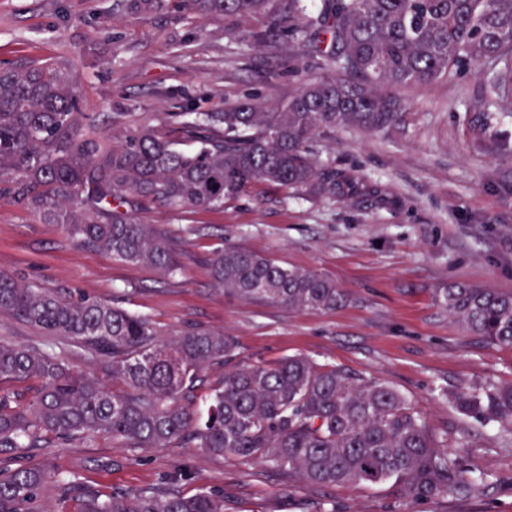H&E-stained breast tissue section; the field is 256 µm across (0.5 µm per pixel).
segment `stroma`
Returning a JSON list of instances; mask_svg holds the SVG:
<instances>
[{
	"mask_svg": "<svg viewBox=\"0 0 512 512\" xmlns=\"http://www.w3.org/2000/svg\"><path fill=\"white\" fill-rule=\"evenodd\" d=\"M260 25L252 17L203 21L169 5L135 13L123 0H0V68L56 64L76 81L81 111L124 113L127 130L248 97L275 106L322 69L285 42H254ZM485 70L470 66L400 89L408 106L396 128L340 130L315 143L320 168L359 175L357 197L255 183L219 209L149 205L141 220L177 243L182 270L171 278L76 246L64 225L0 198V272L89 294L148 317L165 334L188 325L222 332L239 364L302 355L357 384L387 383L449 451L484 474L483 492L406 503L386 484L325 489L271 463L198 448L131 450L105 436L31 451L30 461L79 470L106 491L159 486L185 466L194 478L180 491L223 490L228 512H512V433L463 414L444 395L512 383V346L461 328L436 300L451 282L512 293V96L488 98ZM227 246L328 278L347 301L296 310L224 294L209 260Z\"/></svg>",
	"mask_w": 512,
	"mask_h": 512,
	"instance_id": "stroma-1",
	"label": "stroma"
}]
</instances>
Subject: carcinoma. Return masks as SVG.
I'll return each mask as SVG.
<instances>
[{
    "instance_id": "carcinoma-1",
    "label": "carcinoma",
    "mask_w": 512,
    "mask_h": 512,
    "mask_svg": "<svg viewBox=\"0 0 512 512\" xmlns=\"http://www.w3.org/2000/svg\"><path fill=\"white\" fill-rule=\"evenodd\" d=\"M202 19L260 17L257 42L297 41V52L328 74L306 82L278 107L249 99L118 139L78 111L79 88L52 63L0 68V195L63 224L80 245L97 247L162 274L174 273L168 237L140 220L160 202L221 207L255 182L319 197L351 196L352 174L322 172L314 143L339 129L379 132L398 125L394 89L448 79L489 63L485 87L512 94V0H174ZM209 265L224 293L266 298L290 309L325 310L344 295L336 284L284 268L243 248L219 251ZM438 299L448 314L493 344L512 346V294L450 283ZM0 313L69 340L109 367L114 390L73 369L63 351L0 339V512H42L53 486L73 512H225L224 491L176 490L180 470L151 490L103 492L80 473L48 461L22 463L25 451L64 448L95 435L126 448L190 445L295 471L304 483H389L416 503L474 493L483 476L448 453L405 396L387 383L362 386L342 371L292 356L271 365H237L205 385L204 371L234 357L220 332L190 326L163 339L146 317L84 296L24 286L0 273ZM463 413L512 427V385L448 392Z\"/></svg>"
}]
</instances>
